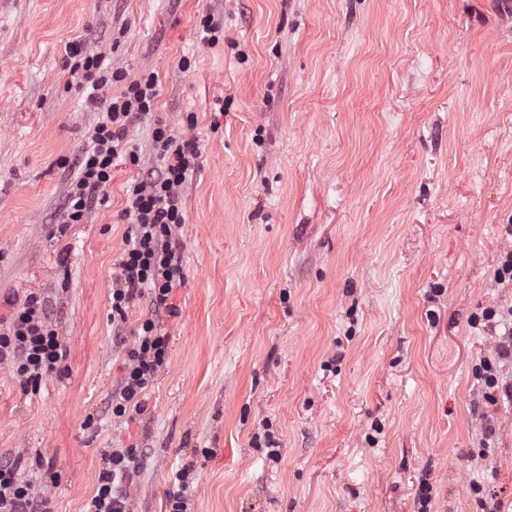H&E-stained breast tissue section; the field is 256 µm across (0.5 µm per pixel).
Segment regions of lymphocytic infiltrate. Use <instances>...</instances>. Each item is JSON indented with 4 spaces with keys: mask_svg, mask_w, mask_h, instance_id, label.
Instances as JSON below:
<instances>
[{
    "mask_svg": "<svg viewBox=\"0 0 512 512\" xmlns=\"http://www.w3.org/2000/svg\"><path fill=\"white\" fill-rule=\"evenodd\" d=\"M72 71L81 74L92 90L121 85L119 94L100 99L105 116L95 127L92 146L70 184L64 221L81 224L112 180L119 147L136 121L149 117L159 95L158 77L148 73L127 81L119 68H107L98 55L80 56L71 48ZM157 171L131 183L123 214L131 224L130 243L123 250L112 277V321L123 324L128 309L148 300L150 315L133 332L126 350L122 377L112 394L113 417L133 418L147 409L146 392L168 359L169 335L164 317L178 314L172 302L185 281L183 262L174 233L185 221L181 189L198 167L201 152L196 140L176 136L170 127L156 124L151 134ZM472 326L496 334L492 355L480 359L474 377L486 404L512 401V384L502 381L500 364L512 359V317L495 306L479 308ZM66 349L54 329L44 301L29 293L20 307L0 319V362L10 363L25 386L38 388L43 379L62 372ZM142 453L137 445L104 451L98 486L87 512H131L129 486ZM22 458H0V512H45L46 502L35 496L30 481L21 476Z\"/></svg>",
    "mask_w": 512,
    "mask_h": 512,
    "instance_id": "lymphocytic-infiltrate-1",
    "label": "lymphocytic infiltrate"
}]
</instances>
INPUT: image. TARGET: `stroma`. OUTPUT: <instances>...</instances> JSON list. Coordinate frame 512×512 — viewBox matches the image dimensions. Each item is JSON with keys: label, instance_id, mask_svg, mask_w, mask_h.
<instances>
[{"label": "stroma", "instance_id": "1", "mask_svg": "<svg viewBox=\"0 0 512 512\" xmlns=\"http://www.w3.org/2000/svg\"><path fill=\"white\" fill-rule=\"evenodd\" d=\"M73 45L160 89L126 137L140 166L118 162L82 224L63 214L103 111ZM157 120L201 158L168 363L128 423L112 391L150 308L113 328L112 272ZM510 224L499 0H0V316L41 294L67 351L34 394L0 363V457L48 512H85L102 452L132 443V512H165L188 462L187 512H418L423 480L429 512H482L476 484L512 512V403L485 407L496 339L469 322L512 307Z\"/></svg>", "mask_w": 512, "mask_h": 512}]
</instances>
